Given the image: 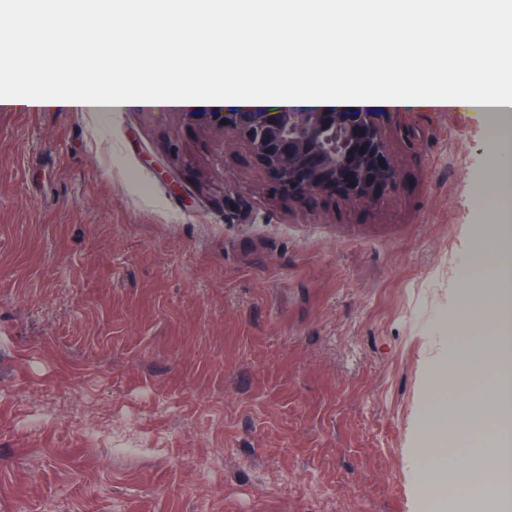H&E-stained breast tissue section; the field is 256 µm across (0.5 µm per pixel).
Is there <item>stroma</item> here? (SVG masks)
I'll list each match as a JSON object with an SVG mask.
<instances>
[{
	"label": "stroma",
	"instance_id": "obj_1",
	"mask_svg": "<svg viewBox=\"0 0 512 512\" xmlns=\"http://www.w3.org/2000/svg\"><path fill=\"white\" fill-rule=\"evenodd\" d=\"M375 118L397 183L349 205L209 113L0 107V512H434L496 150L460 109Z\"/></svg>",
	"mask_w": 512,
	"mask_h": 512
}]
</instances>
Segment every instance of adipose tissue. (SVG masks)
Masks as SVG:
<instances>
[{"label": "adipose tissue", "instance_id": "ef3b65f1", "mask_svg": "<svg viewBox=\"0 0 512 512\" xmlns=\"http://www.w3.org/2000/svg\"><path fill=\"white\" fill-rule=\"evenodd\" d=\"M232 2L236 22L214 20L203 40H195L202 12L190 6L175 14L159 48L168 67L162 87L145 93L130 86L136 70L133 57L105 71V59L83 51L89 26L111 13L112 0H79L62 13L67 44L81 47V73L61 84L54 69L41 73L24 90L31 108L74 107L99 112L119 108L166 105L179 107L285 105L327 109L414 108L434 106L486 113L492 141L497 145V170L512 168V28L500 25L512 17V0H290L288 28L265 49V66L239 48L243 29L263 30L267 12L259 0H211L220 13ZM363 30L381 32L370 51L357 48L354 38L337 39L342 17ZM192 43L190 54L178 49ZM478 310L468 307L454 321L464 342L452 346L434 364L436 382L468 368L478 381L466 400L435 405L425 429L446 441L456 431L477 432L474 442L442 453L432 448L421 455V470L436 483L459 473L474 472L489 479L496 469L512 417L486 415L484 402H497L504 383L503 357L496 332L476 323Z\"/></svg>", "mask_w": 512, "mask_h": 512}]
</instances>
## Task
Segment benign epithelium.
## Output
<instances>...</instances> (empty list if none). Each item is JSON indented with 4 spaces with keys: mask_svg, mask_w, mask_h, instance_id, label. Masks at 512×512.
<instances>
[{
    "mask_svg": "<svg viewBox=\"0 0 512 512\" xmlns=\"http://www.w3.org/2000/svg\"><path fill=\"white\" fill-rule=\"evenodd\" d=\"M272 182L300 198L369 204L391 192L396 168L382 127L366 114L323 109L224 113Z\"/></svg>",
    "mask_w": 512,
    "mask_h": 512,
    "instance_id": "obj_1",
    "label": "benign epithelium"
}]
</instances>
